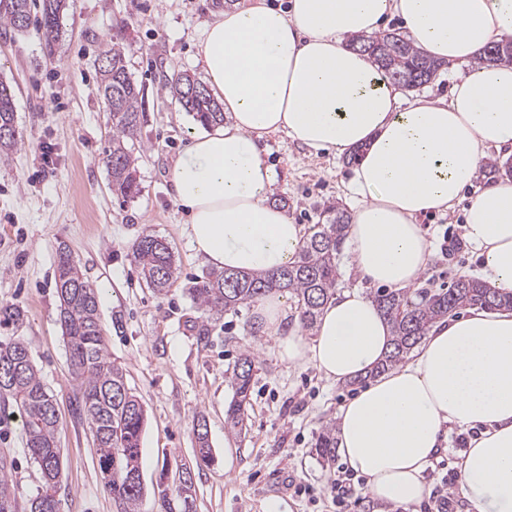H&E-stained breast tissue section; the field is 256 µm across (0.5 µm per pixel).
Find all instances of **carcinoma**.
I'll use <instances>...</instances> for the list:
<instances>
[{
  "label": "carcinoma",
  "mask_w": 512,
  "mask_h": 512,
  "mask_svg": "<svg viewBox=\"0 0 512 512\" xmlns=\"http://www.w3.org/2000/svg\"><path fill=\"white\" fill-rule=\"evenodd\" d=\"M39 7V27L46 49L58 37L60 18L66 0H0V26L22 31L28 27L32 8ZM359 50L368 53L394 83L417 88L430 82L442 63L423 55L395 34L376 39H361ZM104 64L99 67V88L112 116V141L106 152L110 189L116 196L132 198L138 192L135 159L128 144L137 139L144 118V92L132 81L119 43L106 44ZM512 63V39L483 50L477 63ZM198 84L184 73L171 81L170 92L182 108L204 126L224 122V112L207 93L185 100L189 88ZM0 155L8 156L22 143L15 129L13 91L0 80ZM349 218L343 213L327 224L314 225L313 233L300 247L295 260L274 272L212 271L196 279L191 294L206 318L223 316L249 304L273 290L288 291L298 299L304 328L314 327L321 308L334 296L338 279L337 256L348 230ZM132 255L146 285L161 294L173 282L175 260L165 239L144 232L131 245ZM54 283L59 301V321L67 340L71 377L78 384V410L92 433L98 463L107 475L106 485L120 512H136L144 487L130 481L140 472L145 411L140 398L128 387L121 366L108 358L99 314L98 291L82 273L69 248L59 247ZM374 302L389 321L392 349L376 368L382 373L401 362L437 320L467 307L497 310L512 305V295L474 279L461 277L446 291L426 288L412 298L404 292L382 291ZM23 314L19 307L0 304V327L17 326ZM255 359L240 358L233 382L238 400L232 402L225 422L235 428L244 415L243 402L251 391ZM22 417L26 447L41 472V486L31 500L30 512H58L57 495L61 488V453L58 448L59 417L52 395L34 363L29 343L21 339L0 341V419L14 412ZM197 456L207 463L213 458L207 424L195 426ZM322 455L335 457L334 430L322 432L317 441ZM0 512H17L15 492L6 473L0 471Z\"/></svg>",
  "instance_id": "1"
}]
</instances>
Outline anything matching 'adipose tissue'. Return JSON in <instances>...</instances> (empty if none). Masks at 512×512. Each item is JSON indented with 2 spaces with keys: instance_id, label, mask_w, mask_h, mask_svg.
Listing matches in <instances>:
<instances>
[{
  "instance_id": "obj_1",
  "label": "adipose tissue",
  "mask_w": 512,
  "mask_h": 512,
  "mask_svg": "<svg viewBox=\"0 0 512 512\" xmlns=\"http://www.w3.org/2000/svg\"><path fill=\"white\" fill-rule=\"evenodd\" d=\"M391 15L412 45L442 62L467 61L512 37V0H290L286 10L237 0L215 12L198 58L228 119L193 133L171 177L204 263L271 271L302 245V225L268 201L276 174L259 142L283 131L316 152L362 149L348 187L354 268L393 289L420 279L432 253L420 217L454 207L487 148H512V65L458 76L447 98L402 102L349 44ZM465 229L484 261V283L512 293V178L472 198ZM255 311L283 362L314 365L336 382L368 377L339 411L337 436L347 469L365 478L370 496L392 506L422 502L449 426H477L462 453L461 493L475 512H512V309L438 321L408 363L377 377L392 333L363 293L330 299L310 339L281 333L285 295L259 299Z\"/></svg>"
}]
</instances>
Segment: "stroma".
Segmentation results:
<instances>
[{"label":"stroma","mask_w":512,"mask_h":512,"mask_svg":"<svg viewBox=\"0 0 512 512\" xmlns=\"http://www.w3.org/2000/svg\"><path fill=\"white\" fill-rule=\"evenodd\" d=\"M225 0H68L59 40L47 53L38 22L21 33L0 28V79L11 85L15 121L24 146L0 157V303L21 308L19 327L0 328V340L24 338L53 394L60 417L62 482L59 512H120L98 466L97 448L75 411L76 382L59 323L54 288L56 252L67 245L98 290L107 354L120 365L147 417L138 512H165L183 471L194 482L192 512H381L363 478L346 477L341 458L324 461L316 446L325 427L363 381L335 383L316 367L282 362L276 343L252 305L201 320L189 293L207 271L187 235L188 216L174 199L171 170L199 124L169 92L172 78H202L197 45L204 23ZM118 40L128 71L145 95L141 134L132 148L138 194H112L105 150L112 134L99 93V55ZM261 148L276 172L272 196L294 223L312 230L331 211L350 212L348 156L311 152L286 133L266 136ZM486 183L477 178L453 212L420 220L432 255L419 287L448 288L477 277L472 248L442 253L444 232H462L465 212ZM150 231L176 256L175 280L161 294L147 288L130 246ZM256 358L244 426L230 430L233 368L244 352ZM205 418L211 464L196 457L194 427ZM6 462L18 512H29L40 471L29 455L22 424L0 422V462ZM349 478L351 495L331 487Z\"/></svg>","instance_id":"stroma-1"}]
</instances>
